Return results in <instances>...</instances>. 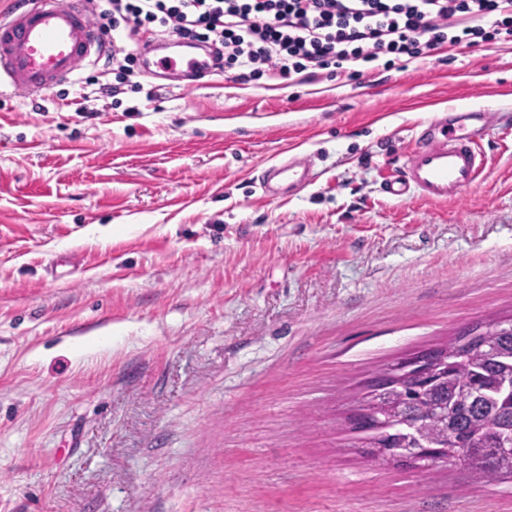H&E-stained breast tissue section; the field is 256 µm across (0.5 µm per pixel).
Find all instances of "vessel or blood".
Segmentation results:
<instances>
[{"label": "vessel or blood", "mask_w": 512, "mask_h": 512, "mask_svg": "<svg viewBox=\"0 0 512 512\" xmlns=\"http://www.w3.org/2000/svg\"><path fill=\"white\" fill-rule=\"evenodd\" d=\"M99 48V36L89 21V0H33L32 7L0 16V94L44 97ZM162 62L202 77L215 72L212 61L198 57L166 56ZM478 117L475 111L437 110L419 131L404 166L382 181L383 193L444 203L477 184L483 172V138L469 130L468 123ZM310 176L305 162L284 160L263 172L261 189L270 198L310 184Z\"/></svg>", "instance_id": "vessel-or-blood-1"}]
</instances>
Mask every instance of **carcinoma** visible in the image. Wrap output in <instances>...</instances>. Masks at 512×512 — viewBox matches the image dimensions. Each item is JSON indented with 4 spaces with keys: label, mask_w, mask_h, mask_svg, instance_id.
<instances>
[{
    "label": "carcinoma",
    "mask_w": 512,
    "mask_h": 512,
    "mask_svg": "<svg viewBox=\"0 0 512 512\" xmlns=\"http://www.w3.org/2000/svg\"><path fill=\"white\" fill-rule=\"evenodd\" d=\"M448 364L429 381H412L377 396L372 406L382 429L372 440L388 448H410L422 422L432 447L451 444L475 484L512 479V452L501 448L512 436V325L492 336L448 344Z\"/></svg>",
    "instance_id": "1"
}]
</instances>
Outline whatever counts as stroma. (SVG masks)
<instances>
[{
	"instance_id": "35a3bbf8",
	"label": "stroma",
	"mask_w": 512,
	"mask_h": 512,
	"mask_svg": "<svg viewBox=\"0 0 512 512\" xmlns=\"http://www.w3.org/2000/svg\"><path fill=\"white\" fill-rule=\"evenodd\" d=\"M297 85L109 60L0 96V512H512L369 458L348 417L512 317V43ZM497 122L478 186L386 198L431 100ZM316 180L267 200L285 151Z\"/></svg>"
}]
</instances>
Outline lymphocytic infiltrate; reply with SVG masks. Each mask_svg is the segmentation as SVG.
<instances>
[{
    "instance_id": "f902f5d3",
    "label": "lymphocytic infiltrate",
    "mask_w": 512,
    "mask_h": 512,
    "mask_svg": "<svg viewBox=\"0 0 512 512\" xmlns=\"http://www.w3.org/2000/svg\"><path fill=\"white\" fill-rule=\"evenodd\" d=\"M92 16L104 36L218 44L227 68L303 82L347 77L350 62L512 42V0H96Z\"/></svg>"
}]
</instances>
